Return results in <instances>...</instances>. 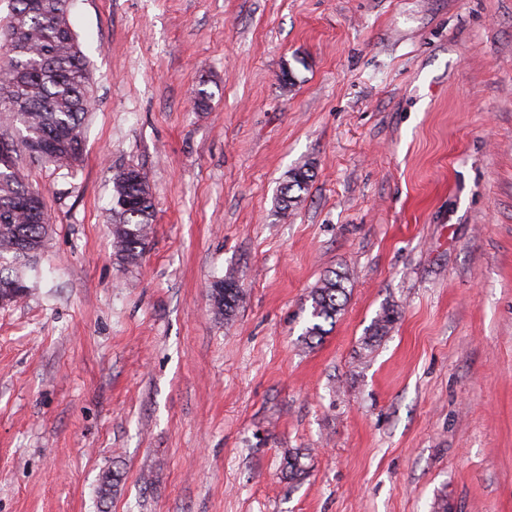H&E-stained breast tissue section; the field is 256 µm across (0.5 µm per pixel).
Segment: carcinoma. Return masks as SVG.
<instances>
[{
	"label": "carcinoma",
	"instance_id": "1",
	"mask_svg": "<svg viewBox=\"0 0 512 512\" xmlns=\"http://www.w3.org/2000/svg\"><path fill=\"white\" fill-rule=\"evenodd\" d=\"M10 3L8 32L0 39V144L10 146V153L0 157V292L19 284L25 297L32 288L28 270L47 247L50 221L42 197L41 211L35 215L19 207L21 196L36 192L19 160L77 167L92 98L87 61L70 23L71 0H41L36 10L29 0ZM45 137L54 140L52 148L30 155V142ZM313 177L309 164L289 172L277 201L282 218H288ZM111 211L114 252L121 261L135 264L145 251L154 221L152 193L139 169L113 174ZM344 280L341 275L326 277L310 291L311 323L305 332L309 339L323 336L324 324L336 323L343 310L341 298L346 296ZM210 299L216 314L230 316L243 293L226 288L219 296L210 293ZM394 322V311L383 309L373 324V336H384Z\"/></svg>",
	"mask_w": 512,
	"mask_h": 512
}]
</instances>
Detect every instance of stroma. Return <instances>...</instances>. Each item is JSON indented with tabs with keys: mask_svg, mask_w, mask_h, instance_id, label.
Segmentation results:
<instances>
[{
	"mask_svg": "<svg viewBox=\"0 0 512 512\" xmlns=\"http://www.w3.org/2000/svg\"><path fill=\"white\" fill-rule=\"evenodd\" d=\"M70 21L94 105L76 170L29 168L51 233L0 306V512H512V0H74ZM127 167L156 211L135 265L109 214ZM335 273L344 309L309 341ZM313 177L314 171L310 164H303L289 172L288 181L284 188H281L277 201V212L283 219H286L288 211L298 204L301 193L308 189ZM234 278L235 276L229 272L225 274L224 277L215 280L210 286V299L213 309L217 315L231 316L243 299V293L240 288H237L236 281L229 282L228 287L224 288V295L216 296L214 293V285L222 280L227 281ZM346 279L341 275H336L334 278L326 277L320 285L310 291L308 301H310L311 323L305 332L309 339H318L323 336L326 332L323 323H328L331 326L336 323L344 306L340 299L346 297L344 286Z\"/></svg>",
	"mask_w": 512,
	"mask_h": 512,
	"instance_id": "obj_1",
	"label": "stroma"
}]
</instances>
